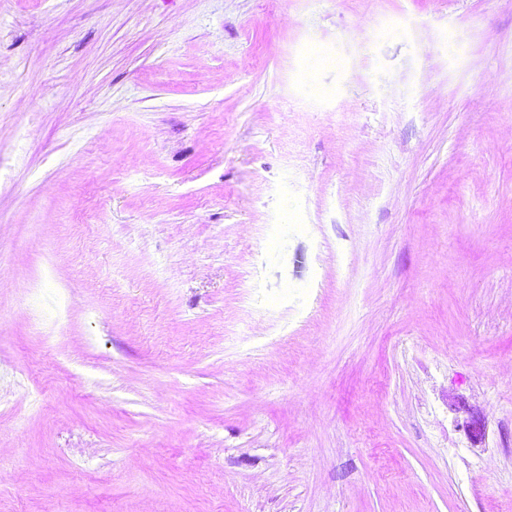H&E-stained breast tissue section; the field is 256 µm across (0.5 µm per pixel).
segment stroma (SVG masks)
Segmentation results:
<instances>
[{
	"mask_svg": "<svg viewBox=\"0 0 512 512\" xmlns=\"http://www.w3.org/2000/svg\"><path fill=\"white\" fill-rule=\"evenodd\" d=\"M0 512H512V0H0Z\"/></svg>",
	"mask_w": 512,
	"mask_h": 512,
	"instance_id": "35a3bbf8",
	"label": "stroma"
}]
</instances>
